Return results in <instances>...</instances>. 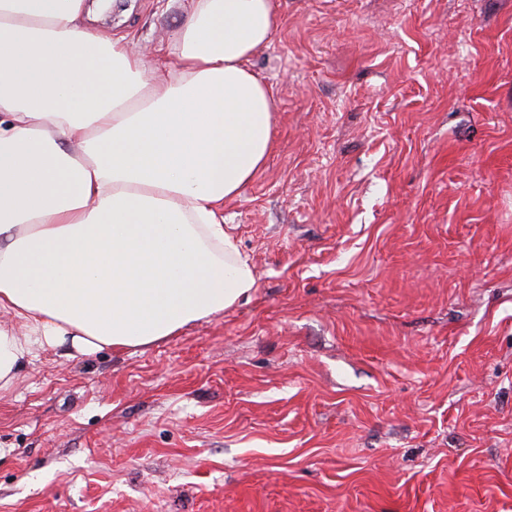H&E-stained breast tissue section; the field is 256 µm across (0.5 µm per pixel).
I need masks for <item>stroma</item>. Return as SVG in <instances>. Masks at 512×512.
<instances>
[{
	"instance_id": "35a3bbf8",
	"label": "stroma",
	"mask_w": 512,
	"mask_h": 512,
	"mask_svg": "<svg viewBox=\"0 0 512 512\" xmlns=\"http://www.w3.org/2000/svg\"><path fill=\"white\" fill-rule=\"evenodd\" d=\"M249 300L0 393V512H512V0H280ZM182 13L94 19L146 58Z\"/></svg>"
}]
</instances>
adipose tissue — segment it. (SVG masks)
Masks as SVG:
<instances>
[{
  "label": "adipose tissue",
  "instance_id": "obj_1",
  "mask_svg": "<svg viewBox=\"0 0 512 512\" xmlns=\"http://www.w3.org/2000/svg\"><path fill=\"white\" fill-rule=\"evenodd\" d=\"M89 14L0 0V392L46 350L146 347L255 286L224 204L273 147L250 61L279 0H188L153 60Z\"/></svg>",
  "mask_w": 512,
  "mask_h": 512
}]
</instances>
